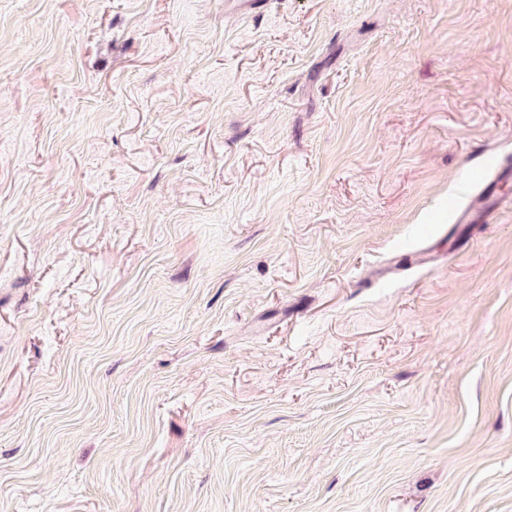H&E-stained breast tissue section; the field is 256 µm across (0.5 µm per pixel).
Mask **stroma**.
I'll use <instances>...</instances> for the list:
<instances>
[{"instance_id":"1","label":"stroma","mask_w":512,"mask_h":512,"mask_svg":"<svg viewBox=\"0 0 512 512\" xmlns=\"http://www.w3.org/2000/svg\"><path fill=\"white\" fill-rule=\"evenodd\" d=\"M510 160L512 0H0V512H512ZM265 0H225L224 15L229 18H246L263 13ZM512 178V166H500L493 178L459 208L454 217L456 224H492L504 209L512 208V197L501 194L497 187Z\"/></svg>"}]
</instances>
